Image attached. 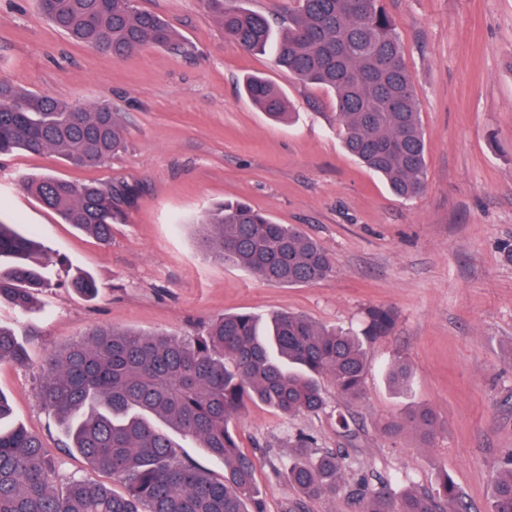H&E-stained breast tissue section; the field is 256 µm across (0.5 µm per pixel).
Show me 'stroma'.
Listing matches in <instances>:
<instances>
[{
	"label": "stroma",
	"instance_id": "1",
	"mask_svg": "<svg viewBox=\"0 0 512 512\" xmlns=\"http://www.w3.org/2000/svg\"><path fill=\"white\" fill-rule=\"evenodd\" d=\"M161 16L188 52L147 47L116 60L54 28L38 0H0V80L83 109L110 102L128 146L104 166L76 167L59 154L0 156V220L40 242L47 279L38 308L0 306L31 361L0 368L8 426L39 434L55 479L111 484L62 446L58 420L36 399L47 350L96 326L194 336L214 318L288 311L328 327L362 331L369 309H387L393 328L367 344L363 397L344 403L326 385L328 410L292 419L261 404L237 418L239 441L253 459L264 512H285L297 492L273 467L298 431L352 467L342 490L303 503V512H361L357 474L396 491L434 494L439 471L463 493L470 512H490L502 458L512 452V0H385L402 39L420 100L427 187L404 200L345 152L335 106L325 90L298 81L272 54L227 39L205 0H138ZM259 73L289 102L278 123L240 92ZM122 181L135 190L110 243L63 223L22 191L25 177ZM243 200L280 224H295L335 262L325 281L271 285L248 270L207 258L199 216ZM89 275L100 287L87 299L70 286ZM410 364L406 391L385 367ZM431 408L439 429L420 447L414 431L385 436L380 427ZM356 421L344 437L337 413Z\"/></svg>",
	"mask_w": 512,
	"mask_h": 512
}]
</instances>
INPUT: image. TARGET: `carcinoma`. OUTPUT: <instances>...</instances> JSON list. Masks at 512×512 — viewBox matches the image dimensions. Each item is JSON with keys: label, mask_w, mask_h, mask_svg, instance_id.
Segmentation results:
<instances>
[{"label": "carcinoma", "mask_w": 512, "mask_h": 512, "mask_svg": "<svg viewBox=\"0 0 512 512\" xmlns=\"http://www.w3.org/2000/svg\"><path fill=\"white\" fill-rule=\"evenodd\" d=\"M225 35L249 52H272L276 64L305 84L333 94L336 133L347 152L382 176L393 193L410 200L426 181L425 136L419 98L400 35L383 0H294L279 32L265 15L239 0H206ZM43 14L74 41L105 49L116 59L148 46L175 43L173 30L137 0H40ZM248 99L270 118L287 115L283 95L265 78L244 82ZM126 147L124 128L108 103L81 111L68 102L0 81V154L51 150L83 166L106 163ZM23 187L65 223L102 242L133 200L125 182L77 183L29 177ZM206 255L232 262L276 285L319 282L334 271L332 257L294 224H278L243 201H226L200 219ZM40 244L0 221V303L26 312L46 286L28 263ZM389 311L372 308L363 336L327 329L295 313L263 319L225 314L199 336L145 334L95 328L88 337L47 353L40 365L38 400L63 427V446L124 486L80 479L54 484L42 439L22 428L0 430V512H263L252 459L234 420L261 402L286 418L326 411L324 381L346 402L364 394L369 373L366 342L388 332ZM16 333L0 325V368L25 366ZM408 362L388 368L399 389L411 383ZM412 428L428 447L437 418L428 407L382 426L388 437ZM196 440L224 468L220 478L181 458L170 432ZM315 437L288 440L278 471L304 499L334 495L345 461L316 450ZM465 510L447 472L436 495L396 493L381 482L363 496L362 512ZM492 512H512V453L503 458L491 490Z\"/></svg>", "instance_id": "cac0c4a2"}]
</instances>
